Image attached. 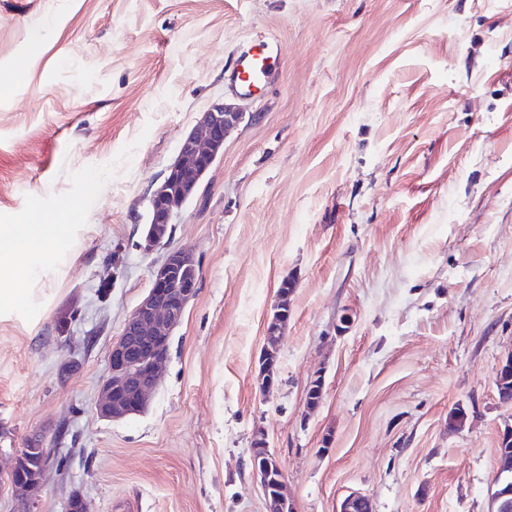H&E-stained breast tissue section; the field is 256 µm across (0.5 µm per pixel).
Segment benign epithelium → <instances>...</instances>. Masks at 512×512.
Segmentation results:
<instances>
[{
    "label": "benign epithelium",
    "instance_id": "7a95c632",
    "mask_svg": "<svg viewBox=\"0 0 512 512\" xmlns=\"http://www.w3.org/2000/svg\"><path fill=\"white\" fill-rule=\"evenodd\" d=\"M245 113L217 102L204 112L197 126L179 145L178 157L165 172L149 198L148 221L140 249L151 253L172 233V217L190 199L207 172L224 150L226 135L239 126ZM199 265L189 248L167 252L154 270L151 287L137 304L112 343L110 374L104 382L97 405L105 420H120L146 410L161 381L162 367L168 359L171 337L183 320L186 308L198 292ZM288 283L279 290V302L267 324V342L278 344L282 327L288 321ZM260 379L264 389L277 382L276 360L270 346L260 358ZM499 472L512 470V428L505 430L497 448ZM49 456L41 445L18 448L7 483L20 502L29 501L39 485ZM252 473L260 480L267 512H293L285 493V474L263 439L255 440L250 452ZM337 512H371L369 500L360 494L346 497Z\"/></svg>",
    "mask_w": 512,
    "mask_h": 512
}]
</instances>
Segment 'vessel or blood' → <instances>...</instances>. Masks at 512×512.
I'll list each match as a JSON object with an SVG mask.
<instances>
[{
  "label": "vessel or blood",
  "mask_w": 512,
  "mask_h": 512,
  "mask_svg": "<svg viewBox=\"0 0 512 512\" xmlns=\"http://www.w3.org/2000/svg\"><path fill=\"white\" fill-rule=\"evenodd\" d=\"M278 63L276 43L268 39L250 40L237 51L225 81L231 91L245 97L253 96L273 82Z\"/></svg>",
  "instance_id": "1"
}]
</instances>
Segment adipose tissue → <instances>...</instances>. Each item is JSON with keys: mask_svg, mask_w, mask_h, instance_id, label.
Segmentation results:
<instances>
[{"mask_svg": "<svg viewBox=\"0 0 512 512\" xmlns=\"http://www.w3.org/2000/svg\"><path fill=\"white\" fill-rule=\"evenodd\" d=\"M60 224H1L0 242L6 244L12 286L5 289L8 298L23 295L32 259H49L50 248L63 233Z\"/></svg>", "mask_w": 512, "mask_h": 512, "instance_id": "1", "label": "adipose tissue"}]
</instances>
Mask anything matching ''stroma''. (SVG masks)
Masks as SVG:
<instances>
[{
	"instance_id": "obj_1",
	"label": "stroma",
	"mask_w": 512,
	"mask_h": 512,
	"mask_svg": "<svg viewBox=\"0 0 512 512\" xmlns=\"http://www.w3.org/2000/svg\"><path fill=\"white\" fill-rule=\"evenodd\" d=\"M264 37L278 75L240 97L224 75ZM222 101L245 120L143 253L151 190ZM1 224L67 227L26 295L0 300V478L14 449H50L36 512L76 491L89 512H266L260 434L294 512L354 493L372 512H494L512 424L495 384L512 352V0H0ZM182 247L199 291L161 382L144 413L102 419L110 348ZM290 295L288 289V281H284L279 290V302L276 305L275 313L272 319L267 324L266 340L263 353L260 358V379L263 389H270L277 382V371L275 368L276 360L274 359V352L270 348V342H273L277 349L278 342L280 341V334L282 327L288 321V296Z\"/></svg>"
}]
</instances>
